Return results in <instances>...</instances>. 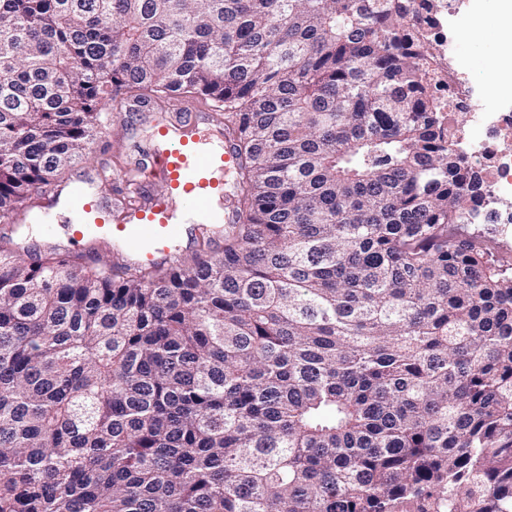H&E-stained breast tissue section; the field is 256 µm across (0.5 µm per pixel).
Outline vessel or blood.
<instances>
[{
  "instance_id": "obj_1",
  "label": "vessel or blood",
  "mask_w": 512,
  "mask_h": 512,
  "mask_svg": "<svg viewBox=\"0 0 512 512\" xmlns=\"http://www.w3.org/2000/svg\"><path fill=\"white\" fill-rule=\"evenodd\" d=\"M192 122H184L176 139L155 144L148 163L113 176L119 209L105 205L100 194H88L85 184L70 187L77 238L104 237L124 255L127 264L143 265L173 257L190 234L218 239L226 223L236 218L235 198L224 174L236 159L231 147L213 152ZM161 191L146 193L150 181Z\"/></svg>"
}]
</instances>
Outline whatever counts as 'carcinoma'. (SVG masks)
I'll return each instance as SVG.
<instances>
[{
  "mask_svg": "<svg viewBox=\"0 0 512 512\" xmlns=\"http://www.w3.org/2000/svg\"><path fill=\"white\" fill-rule=\"evenodd\" d=\"M410 0H0V222L120 94L232 143L224 246H0V512H512V263Z\"/></svg>",
  "mask_w": 512,
  "mask_h": 512,
  "instance_id": "carcinoma-1",
  "label": "carcinoma"
}]
</instances>
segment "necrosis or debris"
<instances>
[{
  "label": "necrosis or debris",
  "instance_id": "1",
  "mask_svg": "<svg viewBox=\"0 0 512 512\" xmlns=\"http://www.w3.org/2000/svg\"><path fill=\"white\" fill-rule=\"evenodd\" d=\"M462 7L461 0H453L444 15L435 16L431 28L437 96L444 111L468 115V126L456 133L457 147L488 184L485 209L494 223L512 227V206L505 204L512 199V109L492 104L483 85L469 76L460 53Z\"/></svg>",
  "mask_w": 512,
  "mask_h": 512
}]
</instances>
